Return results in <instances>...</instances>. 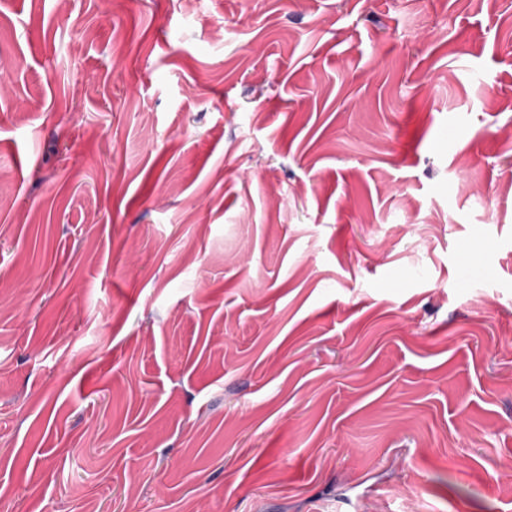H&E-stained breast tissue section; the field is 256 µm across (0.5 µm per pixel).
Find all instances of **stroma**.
<instances>
[{
    "label": "stroma",
    "instance_id": "obj_1",
    "mask_svg": "<svg viewBox=\"0 0 512 512\" xmlns=\"http://www.w3.org/2000/svg\"><path fill=\"white\" fill-rule=\"evenodd\" d=\"M512 0H0V512H512Z\"/></svg>",
    "mask_w": 512,
    "mask_h": 512
}]
</instances>
